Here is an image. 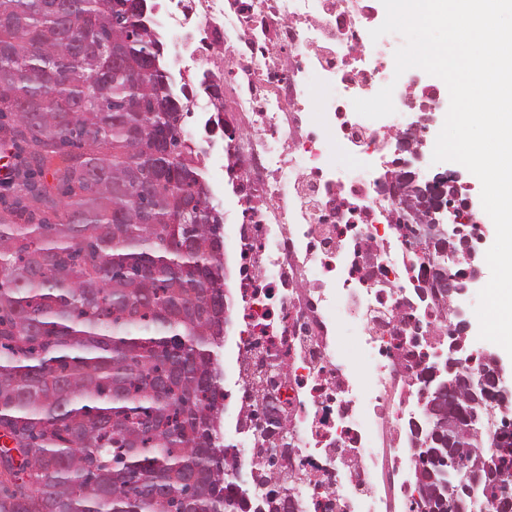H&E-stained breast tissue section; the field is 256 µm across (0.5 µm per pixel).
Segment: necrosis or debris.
Returning a JSON list of instances; mask_svg holds the SVG:
<instances>
[{
	"label": "necrosis or debris",
	"instance_id": "obj_1",
	"mask_svg": "<svg viewBox=\"0 0 512 512\" xmlns=\"http://www.w3.org/2000/svg\"><path fill=\"white\" fill-rule=\"evenodd\" d=\"M373 15L372 0H156L152 11L174 95L195 110L182 140L216 179L213 205L231 193L242 216L229 279L239 459L250 466L269 446L257 413L274 397L296 512H392L374 476L408 466L402 421L446 348L440 304L410 289L433 263L398 237L383 190L397 126L353 106L387 85L399 112L434 95L369 62Z\"/></svg>",
	"mask_w": 512,
	"mask_h": 512
}]
</instances>
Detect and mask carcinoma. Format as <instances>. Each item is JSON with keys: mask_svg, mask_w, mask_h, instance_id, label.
<instances>
[{"mask_svg": "<svg viewBox=\"0 0 512 512\" xmlns=\"http://www.w3.org/2000/svg\"><path fill=\"white\" fill-rule=\"evenodd\" d=\"M128 0H0V135L17 150L0 208V512H278L272 464L252 497L226 490L235 445L211 442L225 265L209 235L181 113L147 78L160 43ZM52 170L53 183L44 181ZM453 427L409 431L440 486L494 388L455 370ZM463 474L494 498L512 432ZM456 492L438 512H461Z\"/></svg>", "mask_w": 512, "mask_h": 512, "instance_id": "obj_1", "label": "carcinoma"}]
</instances>
